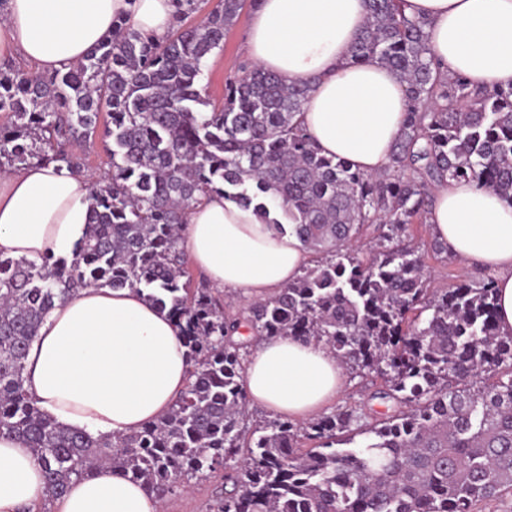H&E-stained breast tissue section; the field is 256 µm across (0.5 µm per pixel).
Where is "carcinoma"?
<instances>
[{
	"instance_id": "obj_1",
	"label": "carcinoma",
	"mask_w": 512,
	"mask_h": 512,
	"mask_svg": "<svg viewBox=\"0 0 512 512\" xmlns=\"http://www.w3.org/2000/svg\"><path fill=\"white\" fill-rule=\"evenodd\" d=\"M256 0H214L203 20L165 41L124 25L66 72L0 67V169L61 164L97 130L112 176L92 184L90 224L71 263L0 256V434L41 465L51 512L71 485L120 471L162 499L223 474L208 512H475L512 493V335L500 333L491 278L432 291L404 241L426 223L432 188L473 181L512 206V85L478 89L437 70L427 22L402 0H367L350 61L393 72L405 125L383 172L319 153L300 115L311 86L254 66L208 108L207 57ZM109 121L99 126L101 113ZM224 195L266 219L278 209L314 254L276 295L249 305L255 335L325 345L344 369L380 377L396 409L361 425L355 407L304 426L271 416L248 426L240 321L193 286L179 247L186 211ZM375 227L365 261L352 244ZM136 288L168 311L188 359L185 391L158 420L94 437L48 418L25 388L27 351L46 316L80 289ZM371 436L338 448L343 435ZM313 441L307 451L302 441Z\"/></svg>"
}]
</instances>
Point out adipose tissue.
<instances>
[{
  "instance_id": "adipose-tissue-1",
  "label": "adipose tissue",
  "mask_w": 512,
  "mask_h": 512,
  "mask_svg": "<svg viewBox=\"0 0 512 512\" xmlns=\"http://www.w3.org/2000/svg\"><path fill=\"white\" fill-rule=\"evenodd\" d=\"M175 0H0V60L38 71L83 61L119 23L164 41ZM428 21L441 73L477 88L512 84V0H404ZM365 0H257L246 55L285 83L310 84L303 122L316 147L361 171H381L406 118L401 84L350 49ZM91 181L66 166L31 164L0 175V255L72 261L88 233ZM430 233L459 259L491 272L498 325L512 333V206L493 191L451 180L435 189ZM180 245L213 287L264 299L297 279L311 259L290 227L264 223L223 196L191 207ZM186 349L167 311L131 288H86L59 304L31 344L26 387L58 424L95 435L129 434L163 415L187 382ZM325 346L292 337L259 342L245 366L251 403L292 420L324 410L342 385ZM45 494L41 466L14 437L0 436V512H30ZM58 512H161L155 496L102 469L73 483Z\"/></svg>"
}]
</instances>
